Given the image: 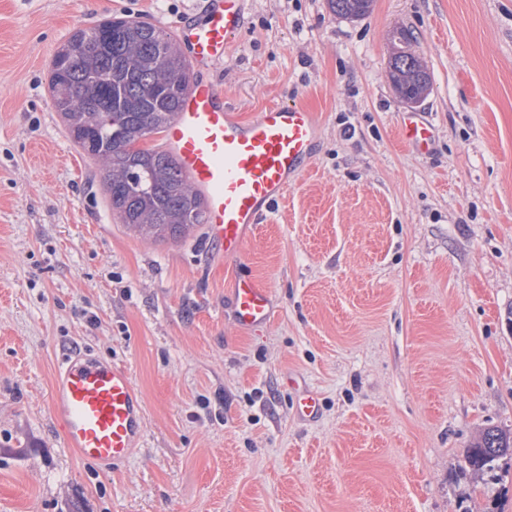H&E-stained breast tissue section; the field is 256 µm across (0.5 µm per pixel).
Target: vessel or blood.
<instances>
[{
	"mask_svg": "<svg viewBox=\"0 0 512 512\" xmlns=\"http://www.w3.org/2000/svg\"><path fill=\"white\" fill-rule=\"evenodd\" d=\"M244 13V0H210L200 23L178 27L197 75L161 135L204 201L212 243L228 258L240 257L255 238L263 216L304 170L318 134L314 114L300 105L271 104L241 122L211 79L241 35ZM399 133L417 151L431 146V125L414 114L402 118ZM230 300L238 330L268 324L274 315L270 288L253 277L238 276ZM48 410L64 444L87 463L125 462L144 434V406L128 368L85 355L59 366Z\"/></svg>",
	"mask_w": 512,
	"mask_h": 512,
	"instance_id": "vessel-or-blood-1",
	"label": "vessel or blood"
}]
</instances>
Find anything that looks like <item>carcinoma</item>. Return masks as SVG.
I'll return each mask as SVG.
<instances>
[{"mask_svg": "<svg viewBox=\"0 0 512 512\" xmlns=\"http://www.w3.org/2000/svg\"><path fill=\"white\" fill-rule=\"evenodd\" d=\"M372 5L328 0L330 11L347 19L368 15ZM391 41L395 88L416 104L428 94L430 75L409 32L395 29ZM67 44L72 52L57 53L52 62V103L73 142L99 167L112 213L144 239L186 238L205 223L202 197L172 154L139 147L174 119L192 76L178 39L146 21L112 18L75 30ZM506 456H512V433L489 427L467 460L482 472Z\"/></svg>", "mask_w": 512, "mask_h": 512, "instance_id": "obj_1", "label": "carcinoma"}]
</instances>
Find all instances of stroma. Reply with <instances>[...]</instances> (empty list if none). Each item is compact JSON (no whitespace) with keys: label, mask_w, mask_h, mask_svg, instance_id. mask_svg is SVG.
<instances>
[{"label":"stroma","mask_w":512,"mask_h":512,"mask_svg":"<svg viewBox=\"0 0 512 512\" xmlns=\"http://www.w3.org/2000/svg\"><path fill=\"white\" fill-rule=\"evenodd\" d=\"M207 0H0V512H512V459L466 450L512 430V0H246L212 74L241 119L300 103L314 156L241 260L206 228L133 235L49 93L79 28L173 30ZM405 27L431 76H389ZM430 153L398 136L403 114ZM272 289L253 335L235 276ZM81 351L127 366L145 431L117 468L67 448L47 402ZM320 413L300 419L302 389ZM372 5L373 0H328L330 11L347 19H359L368 15ZM391 41V71L395 88L403 100L416 104L428 94L430 75L422 58L411 48L412 37L409 32L395 29ZM399 133L402 140L417 151L426 152L430 149L433 130L430 124L414 114H407L399 124ZM506 456H512V433L489 427L469 449L467 460L474 471L482 472L493 469L496 462Z\"/></svg>","instance_id":"1"}]
</instances>
